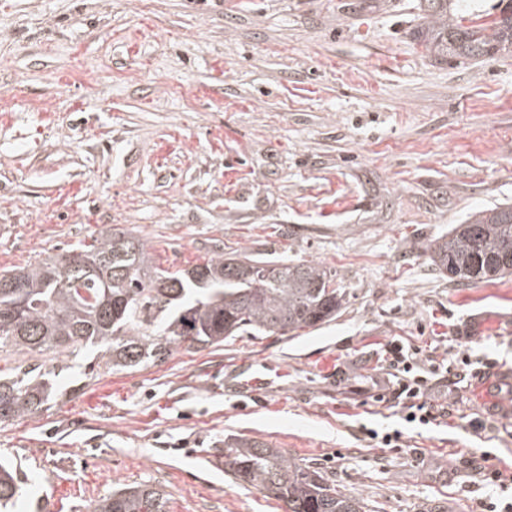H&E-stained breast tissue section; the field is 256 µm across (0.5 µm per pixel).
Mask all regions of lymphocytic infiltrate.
I'll return each mask as SVG.
<instances>
[{"label":"lymphocytic infiltrate","instance_id":"f902f5d3","mask_svg":"<svg viewBox=\"0 0 512 512\" xmlns=\"http://www.w3.org/2000/svg\"><path fill=\"white\" fill-rule=\"evenodd\" d=\"M387 354L386 376L380 380L375 402L393 404L399 410L401 427L379 431L365 428L364 433L381 448L401 453L407 431H424L436 426L439 418L448 415L449 409L434 403L429 393L440 381L456 383L472 376L483 378L496 366L495 359L463 351L449 358L423 354L420 348L392 341L385 349ZM475 484L486 489L481 498V512H512V471L498 468L479 470L473 475Z\"/></svg>","mask_w":512,"mask_h":512}]
</instances>
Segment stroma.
Returning a JSON list of instances; mask_svg holds the SVG:
<instances>
[{
    "instance_id": "35a3bbf8",
    "label": "stroma",
    "mask_w": 512,
    "mask_h": 512,
    "mask_svg": "<svg viewBox=\"0 0 512 512\" xmlns=\"http://www.w3.org/2000/svg\"><path fill=\"white\" fill-rule=\"evenodd\" d=\"M417 0H0V270L137 228L163 265L220 248L330 267L336 319L242 333L86 380L0 426L25 483L8 512H89L135 483L170 512H286L224 470L234 435L318 468L371 512H476L477 466L512 462V276L457 286L426 244L512 204V56L435 62ZM496 358L402 457L362 425L385 346ZM268 366L258 391L244 365ZM495 426L474 433V418Z\"/></svg>"
}]
</instances>
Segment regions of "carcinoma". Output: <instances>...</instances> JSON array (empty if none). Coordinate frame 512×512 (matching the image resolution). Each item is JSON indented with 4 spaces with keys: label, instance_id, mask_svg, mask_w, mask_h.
<instances>
[{
    "label": "carcinoma",
    "instance_id": "cac0c4a2",
    "mask_svg": "<svg viewBox=\"0 0 512 512\" xmlns=\"http://www.w3.org/2000/svg\"><path fill=\"white\" fill-rule=\"evenodd\" d=\"M466 0H419L416 43L437 61L512 55V0L497 13L466 11ZM429 260L463 286L512 275V205L477 211L427 245ZM91 272L66 268L65 259ZM319 263L215 253L173 269L157 263L132 228L114 226L89 244L0 272V353L64 355L97 350L87 376L135 371L183 350L217 347L239 333L283 336L336 319L346 293ZM44 364L0 368V424L32 418L59 390ZM224 465L236 483L284 502L287 512H366L364 500L338 490L319 470L256 441L224 439ZM23 481L0 465V509ZM165 491L149 483L112 490L91 512H167Z\"/></svg>",
    "mask_w": 512,
    "mask_h": 512
}]
</instances>
